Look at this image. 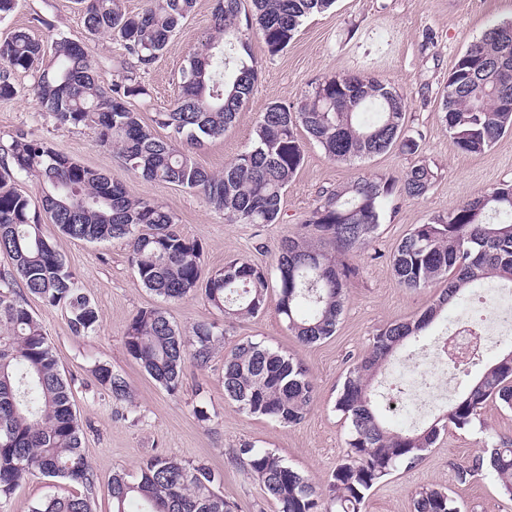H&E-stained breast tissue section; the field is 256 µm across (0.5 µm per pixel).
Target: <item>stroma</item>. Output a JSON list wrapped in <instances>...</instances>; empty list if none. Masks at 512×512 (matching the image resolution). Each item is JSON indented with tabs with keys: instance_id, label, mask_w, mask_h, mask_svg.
Wrapping results in <instances>:
<instances>
[{
	"instance_id": "35a3bbf8",
	"label": "stroma",
	"mask_w": 512,
	"mask_h": 512,
	"mask_svg": "<svg viewBox=\"0 0 512 512\" xmlns=\"http://www.w3.org/2000/svg\"><path fill=\"white\" fill-rule=\"evenodd\" d=\"M214 0H196L192 14L164 53L140 80L146 96L130 107L146 124L177 95L179 70L185 55L206 31ZM512 20V0H336L327 12L307 18L289 45L269 56L264 42L251 40V52L262 73L235 124L223 137L195 147L200 166L223 171L225 163L250 144L257 120L269 104H297L323 76L358 73L385 80L406 103L409 134L418 135L420 150L405 155L392 149L353 164L330 160L312 140H304V161L284 196L276 224H229L206 207L197 193L147 181L122 166L111 150L100 147L91 129L57 124L42 112L32 93L35 75L13 77L15 98L0 101V145L18 130L51 142L62 153L125 185L130 195L162 204L175 216L180 232L204 245L203 268L215 271L241 258L276 276V255L284 235L304 233L303 221L319 192L354 177L389 174L402 177L413 165L427 162L438 178L425 196L394 195L386 206L379 235L369 249L353 256L358 274L347 285V300L336 333L321 343L303 346L269 308L259 318L230 327L209 367L186 365L182 387L172 396L147 376L127 355L124 333L143 308L160 307L182 328L217 318L202 294L165 302L138 280L128 247L120 241L90 243L62 236L55 242L68 269L81 281L99 312L96 330L73 335L62 309L29 297L30 310L54 347L66 378L72 379L77 415L84 428L83 446L99 478L97 512H112L107 481L114 472H137L141 460L162 454L187 462L206 463L217 475L216 489L233 512H278L260 484L232 459L233 449L249 443L281 456L315 483H323L350 450V424L336 410L338 390L350 366L369 350L386 325L417 317L439 295L440 285L412 291L402 287L391 258L401 239L415 225L447 214L476 191L512 182V132L481 154L458 151L442 119L439 102L456 59L469 43L492 24ZM18 29L44 45L65 36L87 43L102 83L121 73L122 51L109 37L89 38L74 0H16V8L0 19V41ZM432 32L433 44L423 35ZM252 340L290 355L306 368L316 398L306 419L296 426L249 415L224 395V357L235 344ZM104 363L121 374L132 389V403L112 400L96 382L92 369ZM512 441V410L487 402L473 425H445L415 467H398L367 494L362 512H413V500L425 487L448 492L460 512H512V500L502 496L488 473L458 484L456 465L483 449ZM76 485L34 473L16 489L6 512H31L48 497L75 493Z\"/></svg>"
}]
</instances>
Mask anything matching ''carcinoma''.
<instances>
[{
  "label": "carcinoma",
  "instance_id": "1",
  "mask_svg": "<svg viewBox=\"0 0 512 512\" xmlns=\"http://www.w3.org/2000/svg\"><path fill=\"white\" fill-rule=\"evenodd\" d=\"M335 0H216L210 33L189 51L179 92L155 123L170 135L157 137L129 99L147 94L137 72L150 68L166 49L196 0H145L129 12L124 0H77L89 34L107 36L124 50L125 73L100 83L97 63L83 44L68 37L43 43L25 30L0 42V101L16 95L13 75L33 71L34 95L42 111L60 125H84L97 143L128 169L201 195L231 224H275L288 185L302 165L297 135L303 129L336 162H353L397 149L418 153L406 129L403 96L383 80L348 73L320 79L297 105L273 103L254 130L251 148L213 173L184 147L221 137L235 122L258 82L261 65L250 52L258 35L272 56L282 52L303 20ZM440 107L455 147L479 154L512 132V21L486 30L459 56L448 75ZM42 184L41 204L17 188L20 176ZM438 176L426 162L398 181L386 174L358 176L320 193L304 225L332 246L327 251L303 235H287L277 257V280L263 268L234 259L203 272L204 246L177 229L164 206L132 197L96 169L81 165L44 139L19 130L0 149V253L12 260L11 280L0 291V509L25 478L38 472L82 487L46 499L32 512H96L98 476L83 448L71 384L54 348L28 308L27 296L65 310L75 336L95 331L98 309L47 233L44 218L64 236L88 242L121 240L144 288L166 302L200 291L221 320L181 329L160 308L139 311L124 334L127 354L169 394H178L186 362L206 368L221 346L225 325L256 318L277 289L275 311L297 341L319 343L336 333L357 274L349 263L378 235L386 201L399 192L424 196ZM392 267L399 284L417 290L446 283L417 318L393 322L374 336L369 351L345 375L336 410L350 421L347 459L322 485L313 483L276 453L250 444L235 457L259 482L278 512H361L366 494L400 464L423 459L439 436L438 421L426 427L394 428L378 407L373 380L410 339H416L448 304L476 282L497 278L512 284V184L481 190L446 216L416 225L397 246ZM21 288L16 289L14 285ZM112 399L128 402L125 378L105 364L93 368ZM224 394L246 413L287 426L302 423L315 390L293 358L260 342L238 343L224 355ZM512 409V349L487 367L448 408L445 420L471 426L486 402ZM483 471L495 475L499 492L512 500V443L504 441L455 467L466 484ZM217 476L205 464L159 454L144 459L131 479L108 481L112 512H231L215 490ZM414 512H459L447 492L425 488Z\"/></svg>",
  "mask_w": 512,
  "mask_h": 512
}]
</instances>
